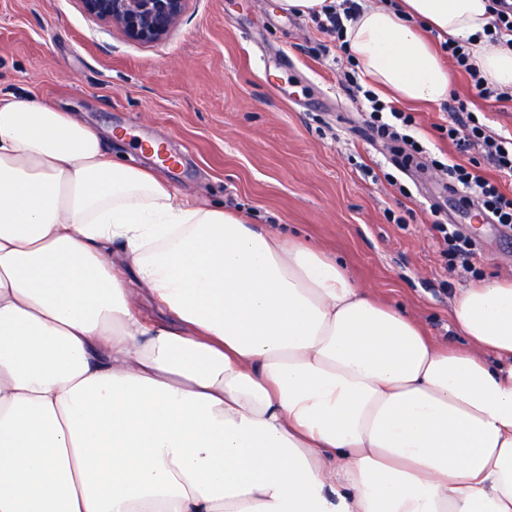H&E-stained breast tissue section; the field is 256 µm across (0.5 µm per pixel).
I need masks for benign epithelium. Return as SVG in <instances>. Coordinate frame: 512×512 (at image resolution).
<instances>
[{
	"mask_svg": "<svg viewBox=\"0 0 512 512\" xmlns=\"http://www.w3.org/2000/svg\"><path fill=\"white\" fill-rule=\"evenodd\" d=\"M189 0H80L86 14L109 23L131 41L157 42L181 21Z\"/></svg>",
	"mask_w": 512,
	"mask_h": 512,
	"instance_id": "benign-epithelium-1",
	"label": "benign epithelium"
}]
</instances>
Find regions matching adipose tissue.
<instances>
[{
    "instance_id": "obj_1",
    "label": "adipose tissue",
    "mask_w": 512,
    "mask_h": 512,
    "mask_svg": "<svg viewBox=\"0 0 512 512\" xmlns=\"http://www.w3.org/2000/svg\"><path fill=\"white\" fill-rule=\"evenodd\" d=\"M490 5L372 2L344 40L398 103L448 96L430 31L512 89ZM451 313L465 349L0 96V512H512V279Z\"/></svg>"
}]
</instances>
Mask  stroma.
I'll use <instances>...</instances> for the list:
<instances>
[{
  "label": "stroma",
  "mask_w": 512,
  "mask_h": 512,
  "mask_svg": "<svg viewBox=\"0 0 512 512\" xmlns=\"http://www.w3.org/2000/svg\"><path fill=\"white\" fill-rule=\"evenodd\" d=\"M279 60L276 93L260 55ZM351 64L311 19L276 0H190L163 40H128L80 0H0V95L30 93L74 112L113 155L152 168L139 138L183 157L162 177L178 193L277 227L341 259L354 283L403 308L438 342H457L451 300L477 277H512V231L456 212L435 168L455 148L458 105L491 132L512 133V104L478 97L454 73L438 104H410L425 152L407 168L395 143L341 82ZM455 217L476 244L471 267L447 272L435 221Z\"/></svg>",
  "instance_id": "1"
}]
</instances>
